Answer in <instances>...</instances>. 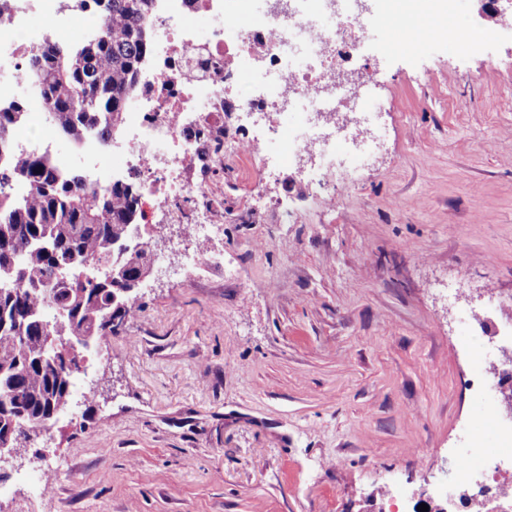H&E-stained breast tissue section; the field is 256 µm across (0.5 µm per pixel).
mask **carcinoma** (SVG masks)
<instances>
[{
	"label": "carcinoma",
	"mask_w": 512,
	"mask_h": 512,
	"mask_svg": "<svg viewBox=\"0 0 512 512\" xmlns=\"http://www.w3.org/2000/svg\"><path fill=\"white\" fill-rule=\"evenodd\" d=\"M153 2L92 0L105 15L100 34L68 48L44 42L29 57L28 79L52 123L73 142L91 130L107 142L121 125L152 47ZM22 117L18 105L0 108V190L13 180L30 188L27 197H0V442L24 426L53 421L70 403L74 372L47 343L45 326L95 347L137 300L133 291L114 304L122 284L110 274L97 277L95 269L107 264L135 279L147 267L129 248L139 186L123 180L91 190L80 172L63 175L43 154L11 158L6 140Z\"/></svg>",
	"instance_id": "obj_1"
}]
</instances>
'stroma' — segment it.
Masks as SVG:
<instances>
[{
    "instance_id": "obj_1",
    "label": "stroma",
    "mask_w": 512,
    "mask_h": 512,
    "mask_svg": "<svg viewBox=\"0 0 512 512\" xmlns=\"http://www.w3.org/2000/svg\"><path fill=\"white\" fill-rule=\"evenodd\" d=\"M456 9L453 41L366 33L381 144L336 209L303 161L200 165L224 188L211 261L140 289L53 438L0 463V512L447 507L484 407L461 316L490 363L512 326V28Z\"/></svg>"
}]
</instances>
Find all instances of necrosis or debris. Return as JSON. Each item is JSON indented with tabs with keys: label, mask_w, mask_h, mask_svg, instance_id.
<instances>
[{
	"label": "necrosis or debris",
	"mask_w": 512,
	"mask_h": 512,
	"mask_svg": "<svg viewBox=\"0 0 512 512\" xmlns=\"http://www.w3.org/2000/svg\"><path fill=\"white\" fill-rule=\"evenodd\" d=\"M33 8L43 19L38 36L26 28ZM202 9L223 16L224 0H156L157 48L165 57L159 66L146 59L139 105L124 114V139L107 154L88 139L72 157L56 152V129L41 95L31 85L26 96H19V77L41 40L70 44L75 32L101 31L104 18L90 0H0V106L18 103L25 112L22 126L7 141L11 156L50 152L59 171L83 167L95 190L110 187L115 172L136 176L141 214L158 226L171 217L183 222L185 236L194 243L186 256L191 265L205 259L212 229L196 218L184 223L183 207L199 189L193 175L205 140L217 144L209 154L211 166L224 164L225 113H240L254 125V134L243 144L249 153H263L266 142L289 136L296 159L310 162L311 184L322 186L336 166L337 149L348 139L336 116L347 102L360 98L366 84L359 60L363 34L375 22L358 11L355 0H290L282 13L274 12L272 0H262L259 9L249 12L245 29L201 32L191 19ZM245 57L263 59L274 81L227 102L224 84ZM492 458L512 460V429L498 430L495 447L475 436L461 450L458 477L448 495L467 512H493L488 490L471 486L472 477Z\"/></svg>",
	"instance_id": "necrosis-or-debris-1"
}]
</instances>
